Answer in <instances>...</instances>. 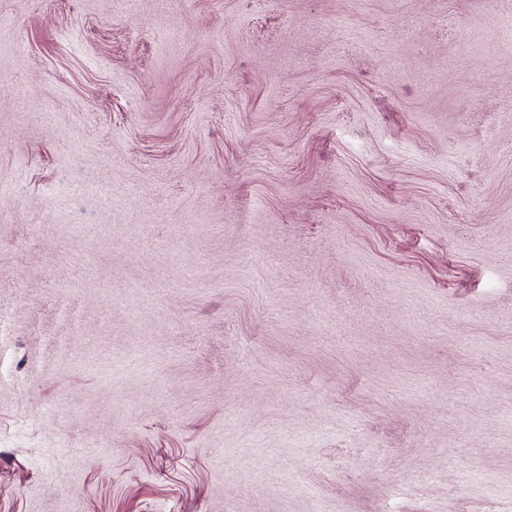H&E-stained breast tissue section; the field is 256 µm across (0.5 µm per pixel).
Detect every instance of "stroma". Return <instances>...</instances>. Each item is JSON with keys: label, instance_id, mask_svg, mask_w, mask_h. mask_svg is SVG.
<instances>
[{"label": "stroma", "instance_id": "obj_1", "mask_svg": "<svg viewBox=\"0 0 512 512\" xmlns=\"http://www.w3.org/2000/svg\"><path fill=\"white\" fill-rule=\"evenodd\" d=\"M0 512H512L501 0H0Z\"/></svg>", "mask_w": 512, "mask_h": 512}]
</instances>
